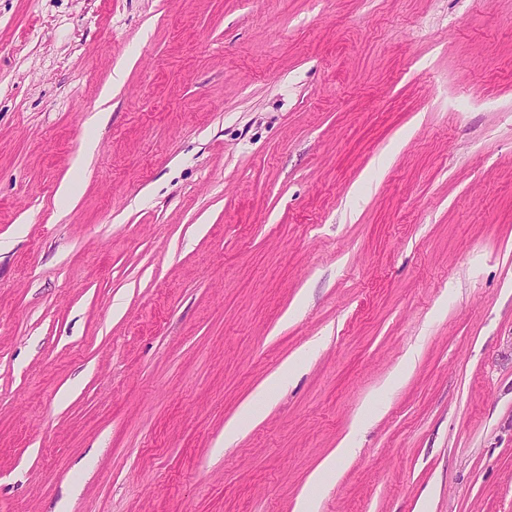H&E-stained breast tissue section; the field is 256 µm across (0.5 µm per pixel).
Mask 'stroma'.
Wrapping results in <instances>:
<instances>
[{"mask_svg":"<svg viewBox=\"0 0 512 512\" xmlns=\"http://www.w3.org/2000/svg\"><path fill=\"white\" fill-rule=\"evenodd\" d=\"M309 492L512 512V0H0V512Z\"/></svg>","mask_w":512,"mask_h":512,"instance_id":"stroma-1","label":"stroma"}]
</instances>
